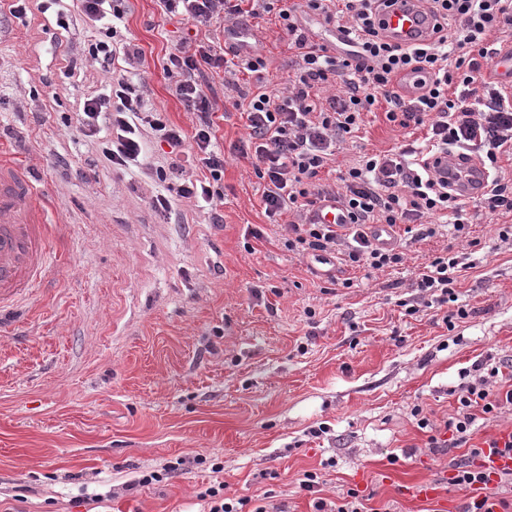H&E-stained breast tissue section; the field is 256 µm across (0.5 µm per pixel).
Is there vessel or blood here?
<instances>
[{
    "instance_id": "obj_1",
    "label": "vessel or blood",
    "mask_w": 512,
    "mask_h": 512,
    "mask_svg": "<svg viewBox=\"0 0 512 512\" xmlns=\"http://www.w3.org/2000/svg\"><path fill=\"white\" fill-rule=\"evenodd\" d=\"M386 34L395 43L410 46L430 39L435 21L419 0H397L383 16ZM437 170L447 177L454 193L476 198L488 189L489 173L474 155L439 154ZM34 177L25 170L0 164V305L39 286L53 256L47 247L49 227ZM320 224H344L348 217L336 201H324L313 214Z\"/></svg>"
}]
</instances>
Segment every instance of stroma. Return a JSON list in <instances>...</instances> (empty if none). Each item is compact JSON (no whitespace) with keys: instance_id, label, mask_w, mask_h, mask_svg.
Wrapping results in <instances>:
<instances>
[{"instance_id":"1","label":"stroma","mask_w":512,"mask_h":512,"mask_svg":"<svg viewBox=\"0 0 512 512\" xmlns=\"http://www.w3.org/2000/svg\"><path fill=\"white\" fill-rule=\"evenodd\" d=\"M62 7L65 30L51 12L0 14V159L35 177L57 255L43 286L0 315L10 327L0 334V512H208L198 494L218 480L225 496L267 512H316L352 488L372 512H462L467 495L451 484L432 500L412 490L441 481L450 459L469 458L512 413L477 419L468 446L435 454L412 410L444 425L475 363L512 375V243L474 218L475 266L455 288L471 315L451 330L448 306H427L411 286L449 236L407 244L395 268L319 274L284 247L244 159L224 166L223 223L180 198L170 215L155 211L152 197L180 176L153 179L170 159L152 142L147 167L108 166V120L99 135L81 132L85 97L107 90L88 54L106 29L77 0ZM117 36L141 50L133 67L148 78L149 107L192 133L162 58L184 42L224 45L222 23L194 36L158 0H128ZM244 39L267 60V91L285 90L293 52L274 16ZM204 79L226 151L248 130L223 74ZM360 135L370 151L411 139L380 109ZM177 461L183 473L141 484ZM307 471L318 493L300 489Z\"/></svg>"}]
</instances>
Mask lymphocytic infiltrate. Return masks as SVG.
Returning a JSON list of instances; mask_svg holds the SVG:
<instances>
[{
	"label": "lymphocytic infiltrate",
	"mask_w": 512,
	"mask_h": 512,
	"mask_svg": "<svg viewBox=\"0 0 512 512\" xmlns=\"http://www.w3.org/2000/svg\"><path fill=\"white\" fill-rule=\"evenodd\" d=\"M164 14L180 15L198 29L224 20L275 14L288 46L295 51L293 76L285 91L248 89L239 75H262L265 58L230 46L220 51L209 44L175 49L163 59V71L173 79V91L196 116L192 136L149 108L146 83L125 75L113 77L109 93L86 97L78 123L85 136L97 134L100 120L114 130L102 155L114 168L142 165L145 136L166 143L171 154L191 146L203 173L182 179L175 197L158 194L152 207L171 212L173 198L195 200L211 223H222L221 181L226 155L250 160L262 180V204L270 223L279 225L284 247L299 256L337 255L350 266L381 271L403 263L400 247L376 245L368 234L372 224L402 227L411 240L434 237L438 229L430 215L446 214L454 237H467L468 203L453 196L446 182L430 169L431 158L448 150L478 155L491 173L487 192L474 199L489 214H512V179L502 174L500 157L512 159V83L484 79L491 63L493 33L512 29V0H422L426 11L441 16L436 36L404 47L391 43L377 20L380 0H159ZM314 14L336 30V47L314 41L301 16ZM224 73V88L234 108L243 111L248 138L230 153L214 145L212 102L198 78L205 70ZM412 70L423 92L409 98L392 82ZM384 108L387 121L401 128H425L421 143L360 155L338 171L334 183L320 179L337 146L353 138L364 116ZM339 200L347 210L346 224H318L311 214L326 199ZM464 267L459 254L443 249L433 256L411 286L434 302L455 301L457 274ZM473 382L462 385L454 417L446 421L449 440L431 436V450L466 444L477 414L497 415L512 408V388L493 386L500 369L488 362L475 365Z\"/></svg>",
	"instance_id": "lymphocytic-infiltrate-1"
}]
</instances>
